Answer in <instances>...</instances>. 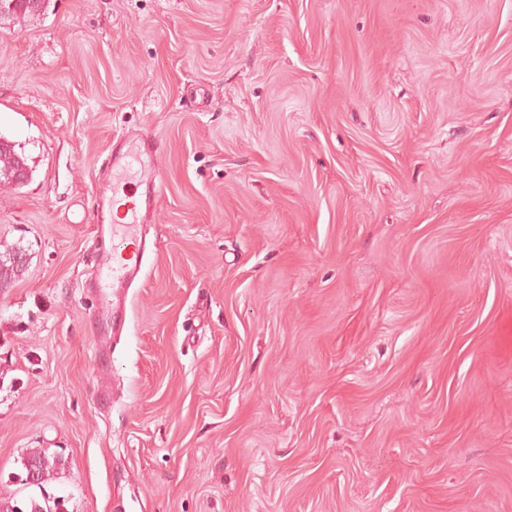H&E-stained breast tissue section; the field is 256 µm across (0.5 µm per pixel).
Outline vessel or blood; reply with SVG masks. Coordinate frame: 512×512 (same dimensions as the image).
<instances>
[{"label":"vessel or blood","mask_w":512,"mask_h":512,"mask_svg":"<svg viewBox=\"0 0 512 512\" xmlns=\"http://www.w3.org/2000/svg\"><path fill=\"white\" fill-rule=\"evenodd\" d=\"M139 153L146 160L138 181L141 205L132 208L126 221H113L112 229L107 234L109 245L100 250L97 256V301L102 314L106 316L114 313L122 288L141 275L143 254L131 250L130 243L136 238L137 228L142 222V211L152 210L162 192V178L152 162L156 153L155 143H142Z\"/></svg>","instance_id":"b4317fda"}]
</instances>
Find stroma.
I'll list each match as a JSON object with an SVG mask.
<instances>
[{
  "label": "stroma",
  "instance_id": "35a3bbf8",
  "mask_svg": "<svg viewBox=\"0 0 512 512\" xmlns=\"http://www.w3.org/2000/svg\"><path fill=\"white\" fill-rule=\"evenodd\" d=\"M0 136V500L512 512V0H45L0 22ZM129 140L163 192L117 335ZM1 139L4 140V143L0 146V184L16 187L23 186L31 178L32 170L28 167L26 158L15 150V145L2 136H0V140ZM21 161L26 166L29 174L27 180L24 182H19L15 179L17 165ZM138 150L139 153L132 154L128 150L123 151L122 148L112 149L109 159L112 184L106 183L101 196L102 209L112 210V231L107 232L108 248L104 247L97 256L99 266L97 301L102 315L108 316L112 313L114 322L116 320V299L119 298L122 288H125L127 283L140 277L143 258V251L140 247L139 251L130 249V241L136 240L138 224L142 222L140 209L132 204L131 207L124 210L125 215L122 219L127 220L120 222L113 217L115 206L123 200L121 194L130 198L138 193L139 187H142L141 205L145 212H149L155 207L162 192V178L153 164V157L156 153L155 143L143 142ZM142 156H144L146 164L141 179L135 182L128 181L124 185L114 181L118 173H123L127 169L130 158L142 162ZM129 188L135 189L133 194L128 193ZM19 253V251L0 252V286L2 288H7L21 271ZM22 466L26 472L25 478L21 480L23 485L36 486L42 490L44 483L63 468L64 460L59 455L48 454L42 448H32L23 457Z\"/></svg>",
  "mask_w": 512,
  "mask_h": 512
}]
</instances>
